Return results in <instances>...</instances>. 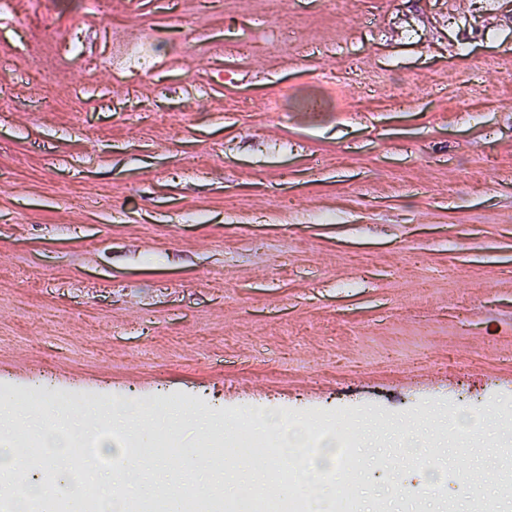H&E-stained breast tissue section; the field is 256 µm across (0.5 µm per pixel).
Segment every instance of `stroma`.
<instances>
[{
    "label": "stroma",
    "instance_id": "35a3bbf8",
    "mask_svg": "<svg viewBox=\"0 0 512 512\" xmlns=\"http://www.w3.org/2000/svg\"><path fill=\"white\" fill-rule=\"evenodd\" d=\"M34 12L42 26H21ZM88 56L113 37L119 68ZM152 55L155 66L136 68ZM353 67L355 78L318 85ZM246 111L228 112L229 101ZM61 102L74 104L58 111ZM97 195L71 205L68 191ZM81 378L64 439L137 497L253 496L220 435L347 437L358 512H474L512 478V0H16L0 13V402ZM153 408V454L96 410ZM441 485L423 497L419 488Z\"/></svg>",
    "mask_w": 512,
    "mask_h": 512
}]
</instances>
